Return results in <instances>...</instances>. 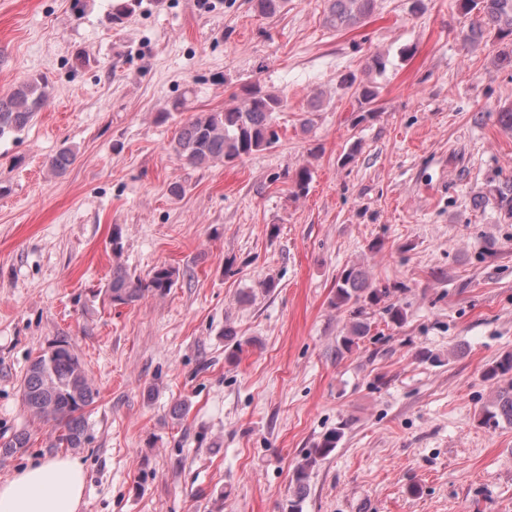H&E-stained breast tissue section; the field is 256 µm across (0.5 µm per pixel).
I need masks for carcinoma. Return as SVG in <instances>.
<instances>
[{"label": "carcinoma", "mask_w": 512, "mask_h": 512, "mask_svg": "<svg viewBox=\"0 0 512 512\" xmlns=\"http://www.w3.org/2000/svg\"><path fill=\"white\" fill-rule=\"evenodd\" d=\"M325 23L333 28H349L370 17L375 0H328ZM288 0H255V10L264 16L279 13ZM138 5V0H112L108 20L121 24ZM464 15L474 19L461 31L466 46H472L484 36L492 34L504 43L500 59L512 63V0H458ZM339 86L353 91L359 103L375 102L377 87L356 83L354 75L339 78ZM50 101V84L45 76H34L14 88L7 96H0V138L24 130L35 115ZM286 96L267 91L254 84L242 88V94L233 95L232 102L218 112H198L192 115L173 140L176 157L193 167L206 166L221 160L226 164L241 162L253 153L269 147L278 140L274 128L275 114L284 110ZM76 153L69 147L60 149L49 161V169L56 175L65 173L74 163ZM496 206L509 221L512 219V181H503L489 190ZM180 277V271L169 265H158L142 278L128 272L121 264L112 268V276L105 290L110 304L131 305L145 296L168 294ZM391 294L388 288H373L358 268L344 271L336 281V306H353V322L348 334L341 337L339 349L347 352L358 346L368 335L364 306L378 305ZM512 373V353L502 356L488 370V377L503 378ZM93 389L86 369L72 344L66 339L56 340L50 349L33 358L27 369L22 397L27 410L53 423L56 433L53 447L79 448L85 439L84 409L94 402ZM497 411L485 415L484 424L492 427L504 418L512 422V378L500 387ZM346 425L324 435L309 449L302 462L293 470L291 484L293 499L288 512H300L299 504L306 495L310 470L327 458L344 436ZM28 434L19 431L0 443V454L11 455L28 446Z\"/></svg>", "instance_id": "1"}]
</instances>
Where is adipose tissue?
I'll return each mask as SVG.
<instances>
[{
    "label": "adipose tissue",
    "mask_w": 512,
    "mask_h": 512,
    "mask_svg": "<svg viewBox=\"0 0 512 512\" xmlns=\"http://www.w3.org/2000/svg\"><path fill=\"white\" fill-rule=\"evenodd\" d=\"M84 485L79 458H40L0 482V512H79Z\"/></svg>",
    "instance_id": "adipose-tissue-1"
}]
</instances>
